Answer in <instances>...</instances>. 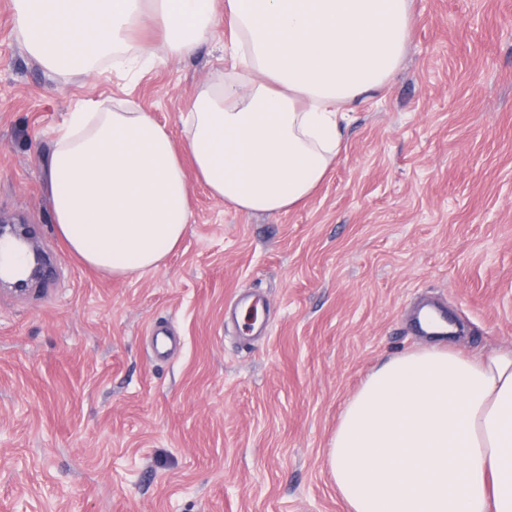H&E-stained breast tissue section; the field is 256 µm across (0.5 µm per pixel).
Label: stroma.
<instances>
[{
    "instance_id": "stroma-1",
    "label": "stroma",
    "mask_w": 512,
    "mask_h": 512,
    "mask_svg": "<svg viewBox=\"0 0 512 512\" xmlns=\"http://www.w3.org/2000/svg\"><path fill=\"white\" fill-rule=\"evenodd\" d=\"M392 81L357 104L309 201L225 207L202 185L181 244L126 278L87 267L51 219L55 132L79 101L179 116L232 64L219 42L136 76L63 77L0 0V217L53 275L0 290V512H347L326 466L340 415L389 357L428 346L414 303L466 354L512 347V0H413ZM261 297L267 336L227 305ZM180 339L153 349L150 326Z\"/></svg>"
}]
</instances>
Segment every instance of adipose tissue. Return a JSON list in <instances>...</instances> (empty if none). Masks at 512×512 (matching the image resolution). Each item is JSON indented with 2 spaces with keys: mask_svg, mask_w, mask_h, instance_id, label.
I'll return each mask as SVG.
<instances>
[{
  "mask_svg": "<svg viewBox=\"0 0 512 512\" xmlns=\"http://www.w3.org/2000/svg\"><path fill=\"white\" fill-rule=\"evenodd\" d=\"M17 36L49 72L96 76L185 58L215 35L235 68L180 117L79 104L46 166L69 252L112 276L160 268L193 218L191 159L213 197L243 213L305 203L342 150L354 106L390 83L411 0H14ZM349 512H512V348L435 344L393 356L347 402L327 452Z\"/></svg>",
  "mask_w": 512,
  "mask_h": 512,
  "instance_id": "adipose-tissue-1",
  "label": "adipose tissue"
}]
</instances>
